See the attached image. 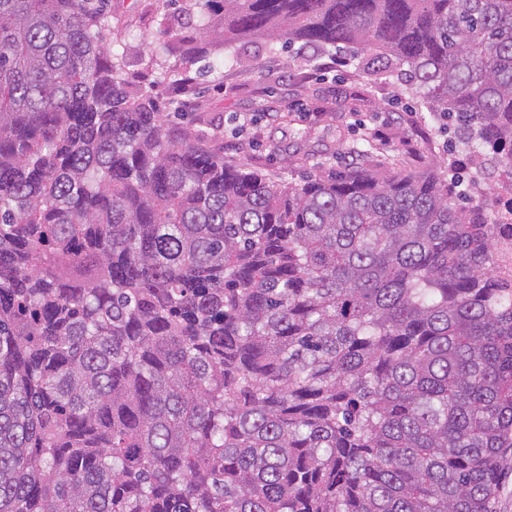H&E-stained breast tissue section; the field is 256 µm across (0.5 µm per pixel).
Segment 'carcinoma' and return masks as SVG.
<instances>
[{"label": "carcinoma", "instance_id": "cac0c4a2", "mask_svg": "<svg viewBox=\"0 0 512 512\" xmlns=\"http://www.w3.org/2000/svg\"><path fill=\"white\" fill-rule=\"evenodd\" d=\"M353 48L512 169V0H163ZM110 0H0V512H493L512 280L435 171L292 183L125 78Z\"/></svg>", "mask_w": 512, "mask_h": 512}]
</instances>
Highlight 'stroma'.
I'll return each instance as SVG.
<instances>
[{"label":"stroma","instance_id":"stroma-1","mask_svg":"<svg viewBox=\"0 0 512 512\" xmlns=\"http://www.w3.org/2000/svg\"><path fill=\"white\" fill-rule=\"evenodd\" d=\"M161 0H111L120 19L107 45L126 52L125 71L148 93L165 96L161 68L146 48L162 14ZM230 50L213 46L190 66L193 88L181 96L183 123L204 136L220 130L225 160L272 171L297 182L348 167L390 172L434 170L447 174L449 161L467 159L454 134L441 133L418 95L397 79L370 75L359 55L346 51L348 64L333 67L330 53L259 51L252 63L232 62ZM485 192L451 188L449 201L497 215L503 194L492 190L493 173L474 167Z\"/></svg>","mask_w":512,"mask_h":512}]
</instances>
